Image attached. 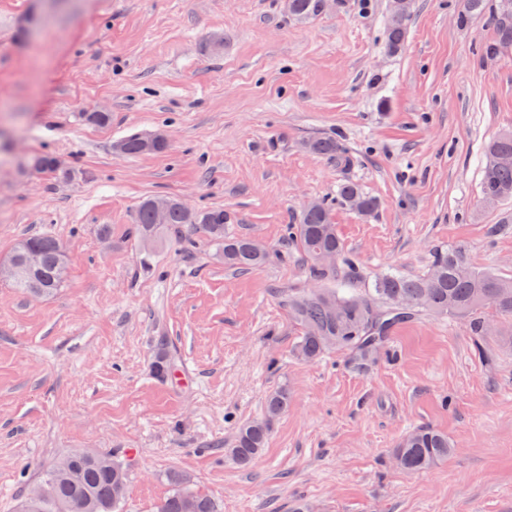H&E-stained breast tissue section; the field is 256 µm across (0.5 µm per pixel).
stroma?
<instances>
[{
  "mask_svg": "<svg viewBox=\"0 0 512 512\" xmlns=\"http://www.w3.org/2000/svg\"><path fill=\"white\" fill-rule=\"evenodd\" d=\"M389 52L392 0H336L298 23L283 0H0V260L51 234L68 259L63 288L34 297L0 279V512L73 450L117 454L130 474L124 512H156L170 473L223 512H512V324L474 356L463 325L420 316L367 368L343 353L296 360L283 297L313 286L282 239L342 177L380 206L333 218L363 281L425 272L465 246L512 277V200L480 198L484 147L512 131V55H489L497 0L461 21V0H409ZM103 112L109 121H86ZM165 130L160 153L114 143ZM337 136L349 172L308 152ZM36 153L71 174L27 167ZM147 196L221 208L231 235L270 251L232 270L188 230L140 247ZM171 356L188 387L150 372ZM292 402L248 467L229 450L266 396ZM429 425L456 446L409 474L389 452ZM405 1L406 4L402 10L399 11L395 6L394 9L392 8L389 21L386 25L384 40L385 46L390 52H397L404 42L407 22L410 16L409 1Z\"/></svg>",
  "mask_w": 512,
  "mask_h": 512,
  "instance_id": "1",
  "label": "stroma"
}]
</instances>
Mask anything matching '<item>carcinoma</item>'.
<instances>
[{
  "label": "carcinoma",
  "mask_w": 512,
  "mask_h": 512,
  "mask_svg": "<svg viewBox=\"0 0 512 512\" xmlns=\"http://www.w3.org/2000/svg\"><path fill=\"white\" fill-rule=\"evenodd\" d=\"M332 0H284L288 17L303 21L322 14ZM410 7L392 9L385 29V46L398 51L405 38ZM496 40L492 50L512 52V0H499L493 16ZM126 152L145 154V136L133 133L124 139ZM307 148L314 154L336 161L347 170L352 158L334 136L309 140ZM482 202L494 206L512 200V132L489 143L485 149L481 183ZM337 201L367 217L379 207L376 198L366 194L351 178L339 183ZM150 199L143 200L136 211V229L144 245L178 228L188 227L202 233L221 247L224 265L234 269H258L269 258L259 241L224 234L228 216L222 209L188 210L172 200L168 223H154ZM284 244L296 250L309 266L317 285L289 292L285 297L288 317L295 322L301 336L294 346L296 358L314 363L332 351H344L350 364L363 367L374 364L389 353L393 331L401 324L425 313L446 315L463 322L475 352L483 361L491 359L485 346L491 320L485 310L496 317L512 321V278L475 267L468 250L454 246L436 252L429 272L423 276L383 273L374 277L371 286L359 294L345 296L336 283L339 270L351 281L360 276L355 260L346 254L337 233L330 206L315 202L300 213L297 223L288 225ZM28 250L42 255L40 269L12 280L14 287L29 293L41 287L50 296L63 287L67 277L65 249L53 236L24 238L9 257L14 259ZM288 387L271 392L264 415L241 424L236 432L231 456L241 466L249 465L266 447L273 423L288 411L291 403ZM454 444L448 435L429 426H419L405 434L392 449L395 465L407 473L429 470L448 459ZM173 493L157 507V512H222L219 502L192 487L179 474L171 476ZM55 484V494L32 501L24 498L21 512H120L128 484L127 470L110 454L72 452L47 468L41 482Z\"/></svg>",
  "instance_id": "1"
}]
</instances>
